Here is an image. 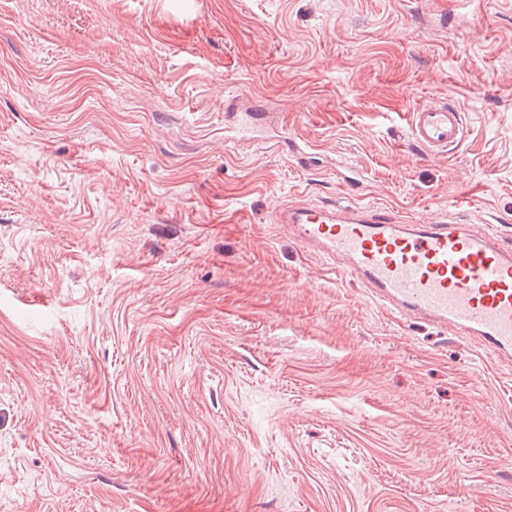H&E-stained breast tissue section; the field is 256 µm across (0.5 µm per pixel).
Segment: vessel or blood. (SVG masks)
Segmentation results:
<instances>
[{
	"instance_id": "1",
	"label": "vessel or blood",
	"mask_w": 512,
	"mask_h": 512,
	"mask_svg": "<svg viewBox=\"0 0 512 512\" xmlns=\"http://www.w3.org/2000/svg\"><path fill=\"white\" fill-rule=\"evenodd\" d=\"M239 139L264 144L257 103L227 104ZM462 108L438 102L415 109L412 144L445 153L464 139ZM277 223L401 314L474 337L492 355L512 354V246L465 226L401 223L383 207H281Z\"/></svg>"
}]
</instances>
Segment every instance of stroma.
<instances>
[{"label":"stroma","instance_id":"stroma-1","mask_svg":"<svg viewBox=\"0 0 512 512\" xmlns=\"http://www.w3.org/2000/svg\"><path fill=\"white\" fill-rule=\"evenodd\" d=\"M329 200L512 245V0H0V512H512V359L274 222ZM244 105H249L247 108ZM230 111L239 109V112H225L224 117L234 123L236 135L240 140L249 141L257 145L267 144L266 139L261 135L256 123L264 116V112H255L260 106L247 98L236 97L227 104ZM463 112L459 105L447 101L415 109L409 123L412 144L424 154L447 153L464 139Z\"/></svg>","mask_w":512,"mask_h":512}]
</instances>
